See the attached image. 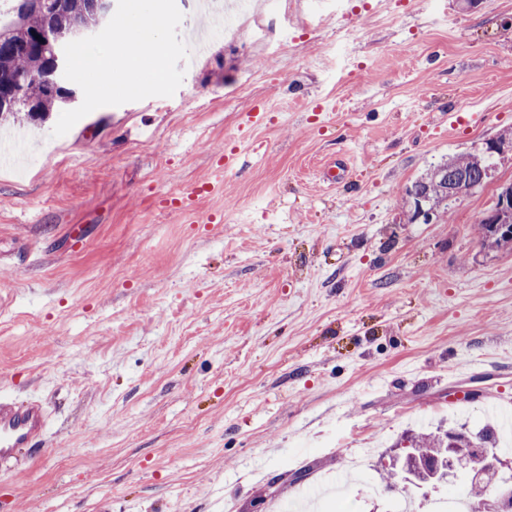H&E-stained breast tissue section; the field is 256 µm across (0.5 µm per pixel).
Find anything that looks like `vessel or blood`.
<instances>
[{
    "mask_svg": "<svg viewBox=\"0 0 512 512\" xmlns=\"http://www.w3.org/2000/svg\"><path fill=\"white\" fill-rule=\"evenodd\" d=\"M47 411L37 399L18 401L0 396V467L17 463L23 449L44 439Z\"/></svg>",
    "mask_w": 512,
    "mask_h": 512,
    "instance_id": "b4317fda",
    "label": "vessel or blood"
}]
</instances>
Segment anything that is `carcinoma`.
I'll return each mask as SVG.
<instances>
[{"label":"carcinoma","instance_id":"1","mask_svg":"<svg viewBox=\"0 0 512 512\" xmlns=\"http://www.w3.org/2000/svg\"><path fill=\"white\" fill-rule=\"evenodd\" d=\"M0 10V122L45 121L50 113L65 106L62 89L51 76L53 47L45 40L48 32H68L77 26L97 27L101 19L94 0H51L44 10L23 11L28 0H7ZM495 166V155L483 150L462 155L430 168L411 182L406 194L413 205L411 220L421 212L438 217L448 209L447 184L465 182L467 190L481 186ZM501 213L495 220L479 221L478 233L485 242L512 244V183L499 189L491 208ZM490 449L488 459L499 456L495 433L486 427L477 432H418L406 434L408 445L390 464V484L417 487L435 485L450 473L474 480L480 461L461 459L453 452L474 440Z\"/></svg>","mask_w":512,"mask_h":512}]
</instances>
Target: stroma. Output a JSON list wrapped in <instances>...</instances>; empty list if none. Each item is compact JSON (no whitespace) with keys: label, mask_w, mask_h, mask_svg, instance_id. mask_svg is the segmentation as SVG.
<instances>
[{"label":"stroma","mask_w":512,"mask_h":512,"mask_svg":"<svg viewBox=\"0 0 512 512\" xmlns=\"http://www.w3.org/2000/svg\"><path fill=\"white\" fill-rule=\"evenodd\" d=\"M184 68L0 165V394L48 412L0 512H393L406 429L512 406V152L406 195L512 133V0H252ZM495 155L486 151V147L478 153L462 155L430 168L425 174L411 182L406 194L412 203L411 221L421 216L422 210L429 219L428 213L436 218L448 209V182L464 181L465 194L481 186L489 177L495 166ZM422 205V210L417 208ZM507 209V212L504 210ZM503 212L496 220L479 221L478 233L484 242L501 245L512 244V183L499 189L497 198L490 212Z\"/></svg>","instance_id":"stroma-1"}]
</instances>
